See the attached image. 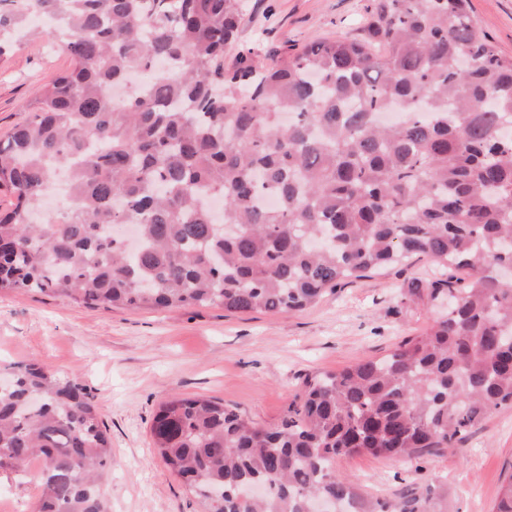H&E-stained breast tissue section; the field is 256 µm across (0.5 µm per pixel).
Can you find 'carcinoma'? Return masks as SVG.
I'll use <instances>...</instances> for the list:
<instances>
[{"label": "carcinoma", "mask_w": 512, "mask_h": 512, "mask_svg": "<svg viewBox=\"0 0 512 512\" xmlns=\"http://www.w3.org/2000/svg\"><path fill=\"white\" fill-rule=\"evenodd\" d=\"M468 0H372L358 36L268 64L241 50L240 0H0V59L34 17L71 66L0 140V290L91 309L288 313L425 256L442 307L379 359L309 376L276 427L177 394L154 448L203 512H441L447 488L368 499L340 456L456 448L512 407V58ZM66 172L71 205L35 221ZM223 199L222 212L210 205ZM41 403L34 405L31 400ZM112 443L93 395L34 361L0 387V471L41 463L35 512H109ZM255 483L261 494L244 496ZM495 512H512V475Z\"/></svg>", "instance_id": "obj_1"}]
</instances>
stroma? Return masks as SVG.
<instances>
[{
    "mask_svg": "<svg viewBox=\"0 0 512 512\" xmlns=\"http://www.w3.org/2000/svg\"><path fill=\"white\" fill-rule=\"evenodd\" d=\"M369 0H241L238 41L226 58L252 48L265 60L317 39L355 30ZM474 24L512 57V0H470ZM66 52L26 42L0 62V139L30 117L29 104L60 69ZM424 257L327 292L288 314L230 315L222 307L88 309L34 293L0 291V367L38 360L87 386L112 438L104 485L110 512H200L198 499L165 466L151 441L171 395L224 402L263 427L281 423L307 376L381 357L421 334L434 313L410 299L439 278ZM464 451L435 448L407 461L357 454L336 470L362 495L393 500L443 485L448 512H492L512 471V408L470 430ZM39 463L24 477L0 474V512H33Z\"/></svg>",
    "mask_w": 512,
    "mask_h": 512,
    "instance_id": "35a3bbf8",
    "label": "stroma"
}]
</instances>
